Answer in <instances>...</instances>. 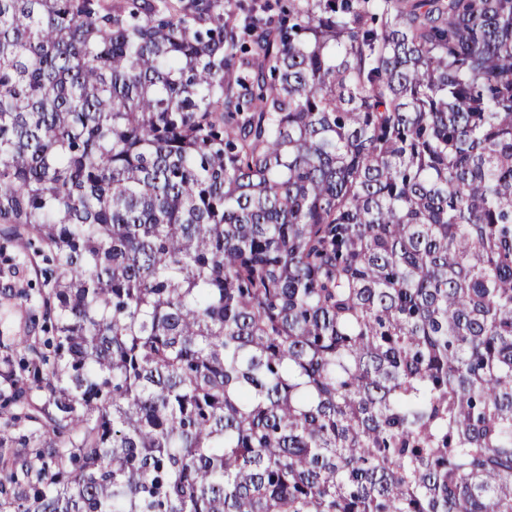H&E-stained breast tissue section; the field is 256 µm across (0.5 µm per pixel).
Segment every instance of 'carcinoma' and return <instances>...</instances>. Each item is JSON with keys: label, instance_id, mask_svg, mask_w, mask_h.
I'll use <instances>...</instances> for the list:
<instances>
[{"label": "carcinoma", "instance_id": "carcinoma-1", "mask_svg": "<svg viewBox=\"0 0 512 512\" xmlns=\"http://www.w3.org/2000/svg\"><path fill=\"white\" fill-rule=\"evenodd\" d=\"M0 512H512V0H0Z\"/></svg>", "mask_w": 512, "mask_h": 512}]
</instances>
